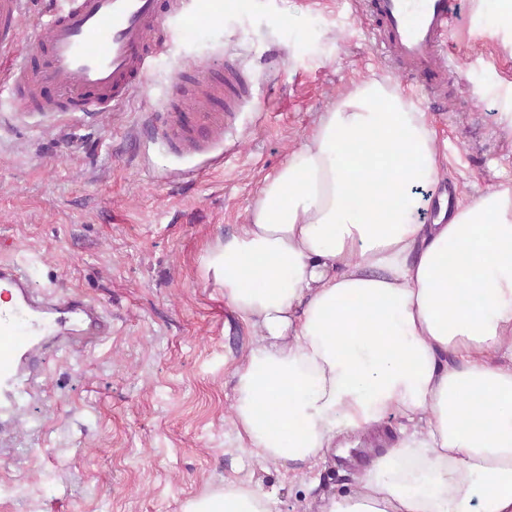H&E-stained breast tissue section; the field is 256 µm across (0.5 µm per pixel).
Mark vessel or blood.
<instances>
[{
    "label": "vessel or blood",
    "mask_w": 512,
    "mask_h": 512,
    "mask_svg": "<svg viewBox=\"0 0 512 512\" xmlns=\"http://www.w3.org/2000/svg\"><path fill=\"white\" fill-rule=\"evenodd\" d=\"M48 0L44 35L8 73H0L18 106L27 112H116L141 87L158 47L157 35L171 17L193 19L209 10L208 0ZM359 15L372 20L382 55L420 86L439 91L446 58L441 43L454 25L453 0H354ZM28 0H0V56L13 55L20 41ZM214 66L191 73L204 96H223L234 108L241 90L234 70L213 83ZM54 88L57 99L42 98ZM221 113L172 110L161 136L170 150L198 154L221 141ZM0 284L14 289L15 303L0 311V432L16 428L17 398L36 397L48 362L76 353L109 335L103 308L84 297L59 298L37 290L17 263H0Z\"/></svg>",
    "instance_id": "vessel-or-blood-1"
}]
</instances>
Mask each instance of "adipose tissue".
I'll return each instance as SVG.
<instances>
[{"mask_svg":"<svg viewBox=\"0 0 512 512\" xmlns=\"http://www.w3.org/2000/svg\"><path fill=\"white\" fill-rule=\"evenodd\" d=\"M512 50V0H471ZM428 113L370 77L321 113L206 278L258 339L230 427L303 474L342 434L408 424L318 512H512V181L441 193ZM247 473L181 512H273Z\"/></svg>","mask_w":512,"mask_h":512,"instance_id":"obj_1","label":"adipose tissue"}]
</instances>
